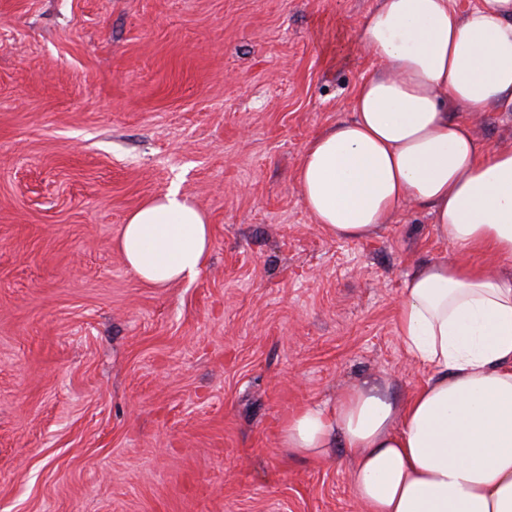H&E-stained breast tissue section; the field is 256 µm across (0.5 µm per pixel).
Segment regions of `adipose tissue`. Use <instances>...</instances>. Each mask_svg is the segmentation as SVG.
I'll return each instance as SVG.
<instances>
[{
    "label": "adipose tissue",
    "instance_id": "obj_1",
    "mask_svg": "<svg viewBox=\"0 0 512 512\" xmlns=\"http://www.w3.org/2000/svg\"><path fill=\"white\" fill-rule=\"evenodd\" d=\"M359 40L378 66L350 118L307 141L306 209L329 238L364 240L411 202L457 256L404 280L396 333L424 382L402 401L366 380L299 406L279 444L307 459L344 450L368 512H512V144L487 145L470 121L512 109V0H377ZM212 242L206 213L172 189L127 216L117 247L164 288L198 276ZM470 252L511 268L462 261Z\"/></svg>",
    "mask_w": 512,
    "mask_h": 512
}]
</instances>
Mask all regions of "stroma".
<instances>
[{"label":"stroma","instance_id":"1","mask_svg":"<svg viewBox=\"0 0 512 512\" xmlns=\"http://www.w3.org/2000/svg\"><path fill=\"white\" fill-rule=\"evenodd\" d=\"M375 3L0 0V512H367L343 453L277 427L367 378L412 393L403 280L454 255L411 202L329 238L295 181ZM173 187L212 256L155 288L115 243Z\"/></svg>","mask_w":512,"mask_h":512}]
</instances>
